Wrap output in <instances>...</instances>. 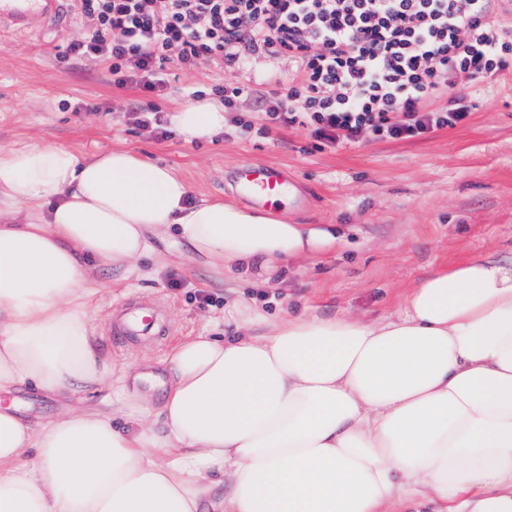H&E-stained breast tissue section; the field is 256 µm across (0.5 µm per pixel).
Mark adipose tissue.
Returning a JSON list of instances; mask_svg holds the SVG:
<instances>
[{"label":"adipose tissue","instance_id":"ef3b65f1","mask_svg":"<svg viewBox=\"0 0 512 512\" xmlns=\"http://www.w3.org/2000/svg\"><path fill=\"white\" fill-rule=\"evenodd\" d=\"M169 123L207 139L224 106L193 100ZM190 196L129 149H0V512H512V261L434 272L378 322L231 312L232 335L165 356L156 404L96 340L95 271L150 278L174 233L215 276L265 283L336 241ZM27 387L64 409L25 420ZM97 388L118 407L75 405Z\"/></svg>","mask_w":512,"mask_h":512}]
</instances>
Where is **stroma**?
I'll return each mask as SVG.
<instances>
[{
	"mask_svg": "<svg viewBox=\"0 0 512 512\" xmlns=\"http://www.w3.org/2000/svg\"><path fill=\"white\" fill-rule=\"evenodd\" d=\"M81 28L77 14L36 36L0 37V149L19 142L49 143L88 155L110 147L171 166L191 188L192 201L236 200L233 171L254 163L288 168L297 205L289 221L339 225L335 247L292 259L272 280H217L194 258L157 269L152 279L124 283L100 271L102 293L92 314L97 338L115 366L141 357L160 359L178 339L224 333V314L256 309L277 320L318 313L376 321L394 314L412 288L431 273L471 258H512V73L474 95L469 117L452 128L406 140L364 135L328 147L307 130L265 127L257 97L225 115V132L184 141L161 137L137 120L146 101L133 86H114L104 64L65 59ZM211 65L172 71L155 104L169 115L193 92L235 79ZM252 130L241 132L240 119ZM152 301L168 336L117 341V304Z\"/></svg>",
	"mask_w": 512,
	"mask_h": 512,
	"instance_id": "35a3bbf8",
	"label": "stroma"
}]
</instances>
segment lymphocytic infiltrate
<instances>
[{"label":"lymphocytic infiltrate","mask_w":512,"mask_h":512,"mask_svg":"<svg viewBox=\"0 0 512 512\" xmlns=\"http://www.w3.org/2000/svg\"><path fill=\"white\" fill-rule=\"evenodd\" d=\"M69 45L107 65L112 83L163 92L168 72L263 57L293 62L282 89L229 80L225 108L258 96L275 126L323 142L391 140L453 127L474 108L463 89L512 72L500 0H77Z\"/></svg>","instance_id":"lymphocytic-infiltrate-1"}]
</instances>
